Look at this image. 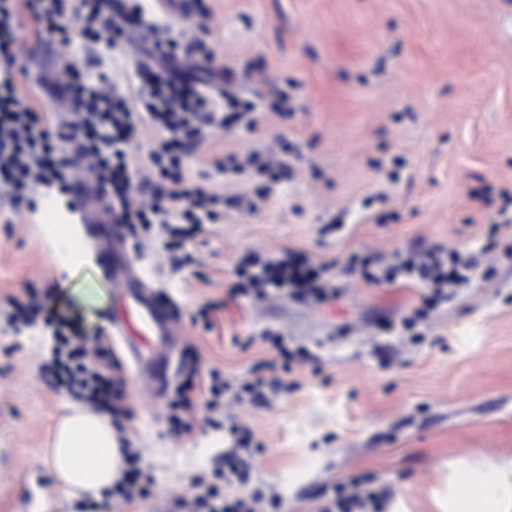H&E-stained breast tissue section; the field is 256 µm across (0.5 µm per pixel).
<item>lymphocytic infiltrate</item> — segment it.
<instances>
[{"mask_svg":"<svg viewBox=\"0 0 512 512\" xmlns=\"http://www.w3.org/2000/svg\"><path fill=\"white\" fill-rule=\"evenodd\" d=\"M29 13L45 32L68 41L67 20L83 15L85 34L112 49L124 47L129 39V0H112L111 12H103L101 0H0V183L22 193L36 185L59 184L68 189L62 144L65 136L48 113L22 104L13 72L17 66L21 13ZM144 36L156 58L157 72L128 83L108 82L104 74H91L71 65L62 83L79 105L71 127L82 134L89 169L109 195L110 210L122 224H160L168 234L165 247L178 265L191 262L185 241L193 226L219 223L224 218V197L182 171L181 147L199 136L204 128L222 125L226 112L236 119L249 118L250 107L232 92H225L223 109H216L206 92L188 91L164 76L182 46L179 33L166 24L151 22ZM161 139L147 155L157 177L149 184L147 204H133L129 194V172L136 159L131 142L146 129ZM249 285L256 291L267 286L288 289L296 298L327 300L330 284L309 265L301 252L289 250L266 258L246 260ZM477 266L473 256L437 248L410 255L399 270L383 272L381 279L393 282L397 275L418 282L431 293L432 302L451 298L468 282ZM96 363L80 362L79 350H70L62 364V382L76 398L95 403L112 416L123 415V366L104 340H97ZM266 495L255 490L246 494H219L210 485H199L191 501L172 503L173 512H266Z\"/></svg>","mask_w":512,"mask_h":512,"instance_id":"f902f5d3","label":"lymphocytic infiltrate"}]
</instances>
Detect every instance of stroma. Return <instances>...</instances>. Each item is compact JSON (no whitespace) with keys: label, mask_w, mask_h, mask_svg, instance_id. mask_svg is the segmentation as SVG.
Returning a JSON list of instances; mask_svg holds the SVG:
<instances>
[{"label":"stroma","mask_w":512,"mask_h":512,"mask_svg":"<svg viewBox=\"0 0 512 512\" xmlns=\"http://www.w3.org/2000/svg\"><path fill=\"white\" fill-rule=\"evenodd\" d=\"M188 39L211 49L217 69L186 74L188 88L223 84L232 68L258 123L209 129L182 157L191 177L213 158L252 154L288 167L257 210L245 201L265 184L254 168L214 175L224 221L186 241L195 264L175 265L159 225L128 229L160 303L180 325L168 370L186 384L181 361L198 358L232 385L262 371L277 390L255 403L208 408L196 384L191 428L168 416V395L143 398L127 366L119 434L153 476L150 498L112 512H167L214 483L231 444L225 417L263 445L244 491H274L269 512H322L327 486L358 479L384 487L408 512H435L432 491L449 462L475 452L512 458V0H188L166 14ZM24 101L53 111L63 93L43 68L49 51L90 71L128 80L133 59L85 41L71 16L70 43L36 38L21 18ZM288 100L275 110L279 91ZM70 195L50 186L11 203L0 188V512H80L62 499L42 465L56 418L73 396L57 381L54 329L91 349L109 329L114 289L77 225ZM73 225L86 261L68 270L50 260L46 212ZM498 225L488 237L489 225ZM442 245L482 255L453 299L423 307L414 332L399 323L420 305V289L367 282L351 256L396 263L408 251ZM302 252L329 265L339 289L324 306L270 294L259 303L233 295L247 254ZM35 290L30 322L7 302ZM281 333L290 371L261 330Z\"/></svg>","instance_id":"stroma-1"}]
</instances>
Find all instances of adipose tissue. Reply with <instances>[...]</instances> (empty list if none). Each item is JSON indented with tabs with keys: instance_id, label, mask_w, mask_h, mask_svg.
<instances>
[{
	"instance_id": "adipose-tissue-1",
	"label": "adipose tissue",
	"mask_w": 512,
	"mask_h": 512,
	"mask_svg": "<svg viewBox=\"0 0 512 512\" xmlns=\"http://www.w3.org/2000/svg\"><path fill=\"white\" fill-rule=\"evenodd\" d=\"M107 414L72 403L54 424L43 462L65 497L111 489L126 462ZM439 512H512V460L474 454L448 465L435 493Z\"/></svg>"
}]
</instances>
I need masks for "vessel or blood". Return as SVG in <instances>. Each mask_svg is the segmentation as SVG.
Listing matches in <instances>:
<instances>
[{
    "label": "vessel or blood",
    "mask_w": 512,
    "mask_h": 512,
    "mask_svg": "<svg viewBox=\"0 0 512 512\" xmlns=\"http://www.w3.org/2000/svg\"><path fill=\"white\" fill-rule=\"evenodd\" d=\"M73 184L74 205L98 245L101 270L119 296L112 311V330L123 338L127 351L141 368L142 386L149 394H157L158 382L167 368L169 349L178 334V323L150 297L144 271L123 249L119 225L108 223L84 165L74 166Z\"/></svg>",
    "instance_id": "1"
}]
</instances>
